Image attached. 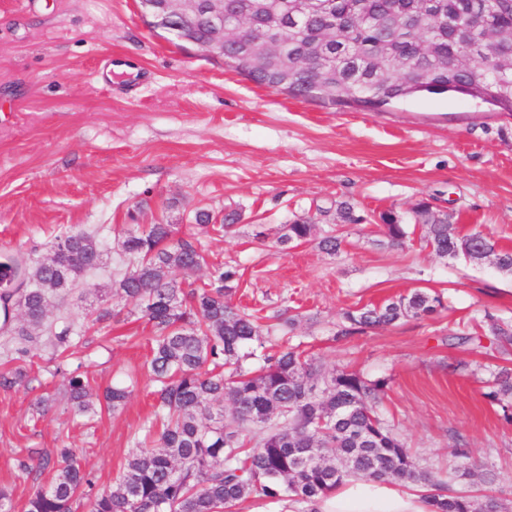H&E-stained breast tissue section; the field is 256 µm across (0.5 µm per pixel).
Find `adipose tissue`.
<instances>
[{
	"label": "adipose tissue",
	"instance_id": "ef3b65f1",
	"mask_svg": "<svg viewBox=\"0 0 512 512\" xmlns=\"http://www.w3.org/2000/svg\"><path fill=\"white\" fill-rule=\"evenodd\" d=\"M314 508L316 512H431L422 490L356 478L344 480Z\"/></svg>",
	"mask_w": 512,
	"mask_h": 512
}]
</instances>
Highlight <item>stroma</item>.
<instances>
[{"label":"stroma","instance_id":"stroma-1","mask_svg":"<svg viewBox=\"0 0 512 512\" xmlns=\"http://www.w3.org/2000/svg\"><path fill=\"white\" fill-rule=\"evenodd\" d=\"M110 87L99 75L110 58ZM461 234L480 231L512 248V115L462 95L426 94L380 110L331 106L260 87L191 44L154 33L136 0H0V255L37 261L67 229L94 236L103 267L85 275L51 317L84 330L76 356L95 392L135 376L117 411L74 415L48 356L36 381L0 390V488L15 506L48 485L19 472L29 453L77 450L99 488L122 473L151 416L145 361L152 328L112 292L128 271L119 237L174 225L214 269L239 271L235 305L297 319L292 333L316 364L346 366L388 386L381 410L419 465L464 486L448 448L463 440L493 473V494L512 500V424L488 404L487 383L512 370L488 340L458 343L484 312L512 319V274L436 255L411 225L420 203ZM360 221L341 223L339 204ZM241 218L228 232L200 228L197 210ZM408 224L402 248L377 224ZM309 216L341 237L330 255L316 242L280 244L285 224ZM427 289L447 310L337 341L344 312ZM115 316L96 323L100 310ZM52 399L37 413L39 396Z\"/></svg>","mask_w":512,"mask_h":512}]
</instances>
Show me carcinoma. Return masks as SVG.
Here are the masks:
<instances>
[{
  "instance_id": "obj_1",
  "label": "carcinoma",
  "mask_w": 512,
  "mask_h": 512,
  "mask_svg": "<svg viewBox=\"0 0 512 512\" xmlns=\"http://www.w3.org/2000/svg\"><path fill=\"white\" fill-rule=\"evenodd\" d=\"M350 0H333L327 13H315L302 24L288 22L285 51L293 58L301 44L323 41L332 49L339 78L353 88L354 100L341 90L332 93L320 75L296 69L288 73L295 98H320L333 105L377 109L389 100L428 94H462L471 90L465 69H450L428 60L420 82L403 75L376 82L372 60L381 43L390 44L404 58L420 55L418 42L394 26L354 25L345 30L341 19ZM493 30L512 29V7L487 9ZM224 14H242L249 27L261 29L266 19L247 11L244 0H224ZM497 44L485 31L453 39L438 36L434 45L440 58L479 61L492 56ZM257 85L274 88L280 83L269 71L247 72ZM479 100L501 112H512V70L486 74ZM427 210L415 212L423 223L424 239L443 258L477 263L492 256L498 267L512 273V251L500 248L487 236L462 235L447 218L430 220ZM392 246L407 237L403 224L384 225ZM318 241L334 254L340 237L319 234L318 225L299 218L284 226L279 243ZM122 253L136 269L113 280L115 294L131 303L151 324L150 376L156 411L135 440L124 471L110 489H96L70 448L55 455L19 460L18 468H55L50 484L37 488L22 512H73V503L85 499L90 512H224L239 503L256 500L302 512L318 498L336 489L347 477L372 478L413 485L426 490L433 512H512V503L466 488L445 486L419 466L410 449L376 411L386 380H369L345 368L324 371L290 344L295 318L280 313L263 324L259 318L235 307L228 296L238 279L233 266L217 269L203 285L181 287L171 274L191 277L205 263L193 239L175 237L174 225L150 224L129 233L120 242ZM102 249L91 235L70 231L57 237L52 253L27 265L19 257L0 262V337L4 363L0 389L10 390L30 382L34 350L49 347L60 357L85 336L66 320L47 323L55 301H63L77 280L101 263ZM444 308L436 291L415 290L381 305L365 306L344 314L335 333L348 339L371 329L392 325L408 317L430 315ZM490 346H512V321L485 314L480 325ZM263 364L253 370L246 360L257 350ZM55 372L67 382L69 402L77 415L95 412L89 400L92 385L79 368L61 362ZM131 393L130 386L115 382L102 393L107 408L117 410ZM485 397L512 423V379L494 380ZM262 436L251 442L247 431ZM37 460L32 465L30 461Z\"/></svg>"
}]
</instances>
